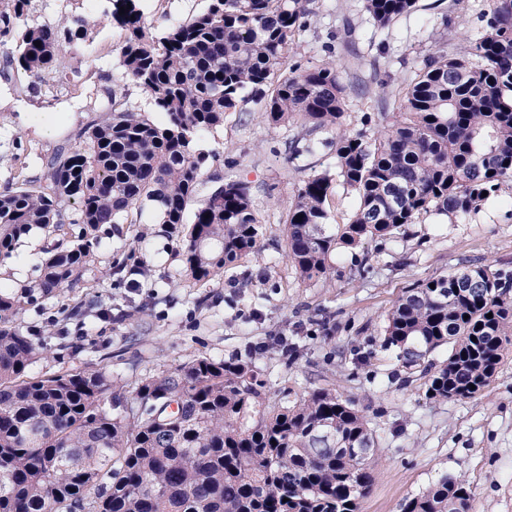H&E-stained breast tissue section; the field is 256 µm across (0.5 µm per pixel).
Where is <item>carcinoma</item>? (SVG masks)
<instances>
[{
	"instance_id": "cac0c4a2",
	"label": "carcinoma",
	"mask_w": 512,
	"mask_h": 512,
	"mask_svg": "<svg viewBox=\"0 0 512 512\" xmlns=\"http://www.w3.org/2000/svg\"><path fill=\"white\" fill-rule=\"evenodd\" d=\"M138 2L112 0L119 66L164 120L123 107L110 90L108 118L52 156L42 179L0 192L1 261L35 228L57 238L36 279L0 290V512H358L371 483V456L361 451L376 450L377 440L335 390L272 400L251 357L201 355L130 387L90 366L32 376L47 348L16 317L78 286L100 232L133 223L134 210L180 238L189 281L255 253L261 221L249 185L226 178L197 195L205 164L218 156L204 137L248 100L268 126L298 129L288 163L322 148L334 155L303 180L285 219L288 258L303 281L327 278L342 249L390 241L432 215L478 213L512 187V0H487L464 49L436 42L413 78L380 80L373 135L344 127L345 80L367 88L357 72L288 63L315 0H207L161 28ZM416 2L362 5L384 29ZM31 3L0 0V77L20 69L31 89L51 91L69 84L62 55L95 21L31 23ZM338 184L357 198L344 224L332 223L328 208ZM69 224L79 225L72 240ZM509 328L512 272L475 265L405 289L386 315L382 346L409 367L448 347L426 399H475L497 371ZM469 501L467 484L443 475L402 512H469Z\"/></svg>"
}]
</instances>
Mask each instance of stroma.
I'll return each instance as SVG.
<instances>
[{"label":"stroma","instance_id":"stroma-1","mask_svg":"<svg viewBox=\"0 0 512 512\" xmlns=\"http://www.w3.org/2000/svg\"><path fill=\"white\" fill-rule=\"evenodd\" d=\"M482 0H417L390 27L377 28L360 0H317L310 27L289 54L305 68L358 55L364 72L389 62L398 80L412 77L410 59L425 52L439 31L449 44L479 24ZM207 0H139L146 20L178 23L203 10ZM111 0H33L32 17L55 23L62 14L96 20L86 45L63 60L74 72L71 85L49 95L27 90L26 74L0 78V191L39 178L45 161L73 146L82 128L97 118L107 90L125 92L126 104L149 111L142 92L122 80L115 67L121 35L108 16ZM451 12L448 28L440 16ZM288 128H270L253 102L228 113L224 127L206 138L218 161L209 170L250 185L262 222L256 253L210 281L192 284L183 275V251L152 224L149 215L102 233L96 260L80 287L26 307L17 318L26 335L52 347L55 356L34 363L32 375L88 365L131 383L199 355H255L267 374L270 397L301 396L335 389L363 410L378 443L372 486L359 512H401L407 498L443 475L466 481L469 512H512V343L483 395L470 400L425 399L422 369L407 367L384 349V314L404 288L468 265L512 270V190H503L475 215L451 224L431 217L408 227V235L368 247V273L353 272V252L336 262L333 276L309 285L285 255L288 205L306 178L286 159ZM49 240L41 230L23 238L0 263V289L11 291L35 279ZM134 254L137 273L113 262ZM83 304L82 321L68 311ZM299 343L301 354L285 365L270 350L271 337ZM79 338L80 350L70 341Z\"/></svg>","mask_w":512,"mask_h":512}]
</instances>
